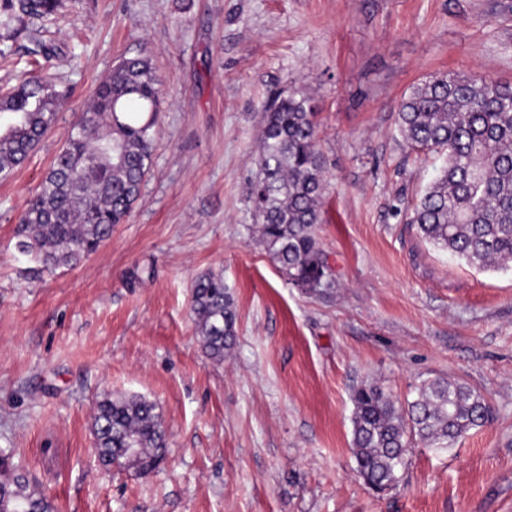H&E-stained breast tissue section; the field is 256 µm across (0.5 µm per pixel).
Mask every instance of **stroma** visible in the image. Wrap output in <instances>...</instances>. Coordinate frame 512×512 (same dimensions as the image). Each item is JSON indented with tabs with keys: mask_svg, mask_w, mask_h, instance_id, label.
I'll use <instances>...</instances> for the list:
<instances>
[{
	"mask_svg": "<svg viewBox=\"0 0 512 512\" xmlns=\"http://www.w3.org/2000/svg\"><path fill=\"white\" fill-rule=\"evenodd\" d=\"M39 40L71 94L0 180V452L56 512H512V269L419 238L407 213L443 158L396 124L429 74L512 83V0H63L48 28L0 14V87ZM141 50L163 98L150 174L96 253L47 268L19 252L20 217L98 83ZM295 90L327 180L320 293L268 257L250 201L262 107ZM209 271L238 316L220 363L190 311ZM435 377L480 392L490 421L446 448L414 443L375 493L351 452L353 390L403 401ZM107 394L156 403L167 446L152 474L99 461Z\"/></svg>",
	"mask_w": 512,
	"mask_h": 512,
	"instance_id": "35a3bbf8",
	"label": "stroma"
}]
</instances>
